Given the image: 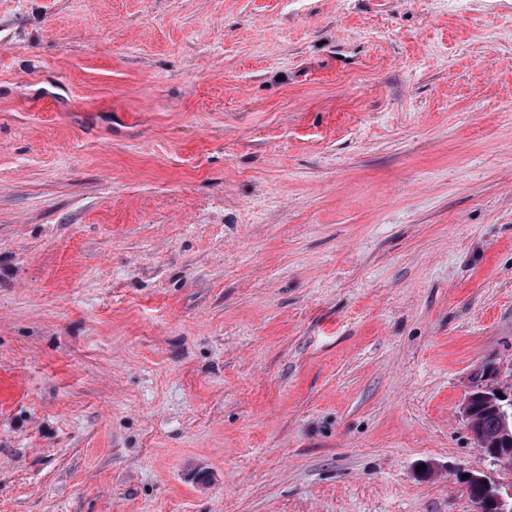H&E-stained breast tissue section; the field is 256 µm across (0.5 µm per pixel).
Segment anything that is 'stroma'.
Masks as SVG:
<instances>
[{
    "instance_id": "1",
    "label": "stroma",
    "mask_w": 512,
    "mask_h": 512,
    "mask_svg": "<svg viewBox=\"0 0 512 512\" xmlns=\"http://www.w3.org/2000/svg\"><path fill=\"white\" fill-rule=\"evenodd\" d=\"M484 365L512 0H0V512H477Z\"/></svg>"
}]
</instances>
